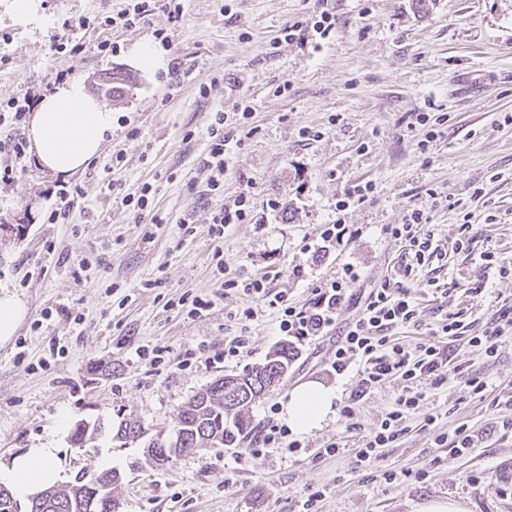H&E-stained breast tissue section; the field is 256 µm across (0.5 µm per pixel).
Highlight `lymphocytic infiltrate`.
<instances>
[{
    "mask_svg": "<svg viewBox=\"0 0 512 512\" xmlns=\"http://www.w3.org/2000/svg\"><path fill=\"white\" fill-rule=\"evenodd\" d=\"M227 113H212L208 126L210 144L202 160L204 170L210 171V190L221 187L224 159L230 150L231 137L224 130ZM372 191L371 185H357L347 189L336 203L338 215L321 235L326 247L340 249L354 238L355 232L346 224L343 214L351 207L365 203ZM386 238L407 250L411 261L398 268L397 278L374 282L364 300L356 302L355 315L346 323L336 342L331 364L336 373L355 369L358 380L344 400L340 414L346 421L357 417L360 405L378 386L389 379H397L401 390L390 409L362 443L357 456V467L363 468L377 457L380 449L407 434L406 422L412 414L435 396L454 373L451 342L458 335L460 322L455 315L442 318L437 329L438 340H423L412 346L396 342V328L413 326L419 321V304L411 292L400 287L398 280L410 276L415 266L423 264L426 256L435 255L440 244L435 238L431 217L420 209H411L403 223L386 224L381 228ZM217 270L224 277V287L237 290L246 302L237 312L241 325H248L259 313L268 310L274 314L282 335L298 340L325 336L336 324L337 311L347 301V285L358 280L352 264H343L335 278L326 280L314 290L308 304L297 306L284 290H273L269 276H245L231 271L226 262L217 261Z\"/></svg>",
    "mask_w": 512,
    "mask_h": 512,
    "instance_id": "obj_1",
    "label": "lymphocytic infiltrate"
}]
</instances>
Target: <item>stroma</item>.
Masks as SVG:
<instances>
[{
    "label": "stroma",
    "mask_w": 512,
    "mask_h": 512,
    "mask_svg": "<svg viewBox=\"0 0 512 512\" xmlns=\"http://www.w3.org/2000/svg\"><path fill=\"white\" fill-rule=\"evenodd\" d=\"M12 0H0V100L28 89L50 94L57 72H68L112 111V136L69 184L83 195L67 223L50 224L46 211L59 175L34 153L0 152L15 178L0 184V289L23 299L26 320L0 344V463L35 447L58 449L63 482L103 470V458L124 480L116 493L122 512H298L319 490L320 512H418L433 500L459 512H512V433L501 422L512 411L497 401L512 392V335L486 356L468 338L481 331L494 303L512 304V0H167L132 28L84 33L77 53H56L54 39L82 19L117 15L128 0H42L43 18L15 24ZM336 25L318 46L287 41L284 30L309 21L322 5ZM111 43L100 55L98 42ZM156 60L145 65V51ZM130 90L112 94V74ZM217 83L209 97L200 86ZM249 106L245 128L212 192L200 161L208 146L210 112ZM429 115L427 124L415 115ZM444 117L436 125V117ZM441 129V137L428 133ZM315 132L304 140L302 131ZM371 183L368 200L352 207L346 224L359 233L345 251L319 248L336 201L357 183ZM152 184L161 223L123 204ZM250 197L253 219L232 224L223 238L210 217ZM429 213L449 252L416 267L408 288L435 281L446 299L420 294L418 327L404 345L426 339L441 318L440 304L459 313L464 335L453 344L462 375L447 395L413 415L410 431L363 469L360 446L399 393L389 379L360 407L359 427L335 416L301 447L252 455L248 442L209 448L158 465L144 440L113 441L120 422L148 434L172 430L180 406L216 377L241 373L284 343L274 316L250 323L251 351L228 365L208 363L241 329V298L225 292L215 249L244 275L277 272L274 288L308 303L321 281L344 263L360 272L350 283L361 296L397 263L400 249L380 228L403 223L408 209ZM460 238L468 248L453 250ZM89 258L87 277L74 280L57 265L58 251ZM492 253V265L481 256ZM158 287H150V280ZM212 300L197 315L179 307L182 295ZM336 334L294 342L295 357L278 385L250 411L252 436L278 423L271 405L287 402L308 380L348 397L357 377L331 364ZM158 346L162 362L139 358L138 346ZM485 377L483 396L471 394L464 374ZM442 429L466 426L477 438L470 453L440 448L424 429L426 415ZM102 424L78 446V422ZM340 443L337 455L320 448ZM424 471L428 477L393 487L386 470Z\"/></svg>",
    "instance_id": "35a3bbf8"
}]
</instances>
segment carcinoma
Returning a JSON list of instances; mask_svg holds the SVG:
<instances>
[{"label": "carcinoma", "mask_w": 512, "mask_h": 512, "mask_svg": "<svg viewBox=\"0 0 512 512\" xmlns=\"http://www.w3.org/2000/svg\"><path fill=\"white\" fill-rule=\"evenodd\" d=\"M294 356V348L284 343L264 363L240 374L215 379L180 407L177 425L170 436L194 453L240 443L250 434V406L262 396V390L284 379ZM146 434L140 425L127 422L118 426L113 439L133 442ZM147 453L156 462L171 459L164 453V440L158 434L150 438ZM121 481L122 475L112 469L90 476L83 474L50 497L29 502L26 512H121L120 499L114 494Z\"/></svg>", "instance_id": "carcinoma-1"}]
</instances>
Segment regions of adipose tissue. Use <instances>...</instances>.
Returning a JSON list of instances; mask_svg holds the SVG:
<instances>
[{
  "label": "adipose tissue",
  "instance_id": "1",
  "mask_svg": "<svg viewBox=\"0 0 512 512\" xmlns=\"http://www.w3.org/2000/svg\"><path fill=\"white\" fill-rule=\"evenodd\" d=\"M112 130V112L92 100L80 82L58 86L41 100L28 127V139L40 163L57 174L84 167L100 150ZM334 388L318 381L296 386L281 408V419L291 432L305 435L321 429L336 413ZM61 478V461L53 448H31L0 466L7 480L23 498L35 495Z\"/></svg>",
  "mask_w": 512,
  "mask_h": 512
}]
</instances>
